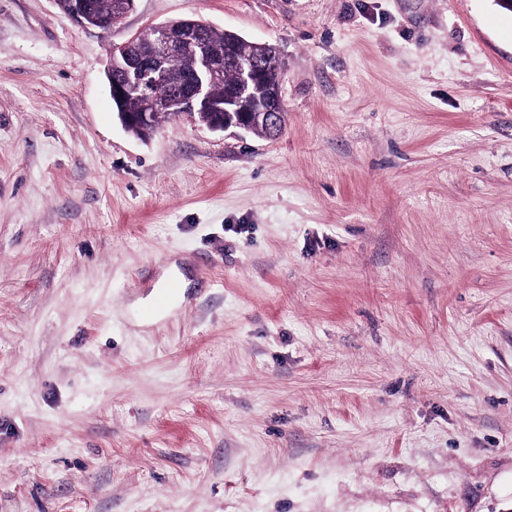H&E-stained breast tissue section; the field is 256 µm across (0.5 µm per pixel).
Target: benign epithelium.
Instances as JSON below:
<instances>
[{
  "label": "benign epithelium",
  "instance_id": "7a95c632",
  "mask_svg": "<svg viewBox=\"0 0 512 512\" xmlns=\"http://www.w3.org/2000/svg\"><path fill=\"white\" fill-rule=\"evenodd\" d=\"M67 13L84 27L102 29L100 17L92 0H70ZM206 23L194 21H168L150 27L146 36L151 52L146 56L129 55L122 46L109 49L106 77L112 103L119 108L118 119L125 130L147 127L154 123L159 113L195 115V110L211 107L212 86L222 80V64H233L237 69V93L242 99H256L250 109L238 111L232 118L213 121L209 128L226 131L235 128L251 131L264 127L270 137L280 134L282 127L281 91H262L263 75L268 70H284L285 61L281 53L263 55L262 59L250 63L242 62L232 55L219 60L211 55L202 32ZM190 48L196 58V69L188 80L179 77L160 76L157 64L175 50ZM132 89L142 90L151 99V109L132 114L124 110L125 96Z\"/></svg>",
  "mask_w": 512,
  "mask_h": 512
}]
</instances>
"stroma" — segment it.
<instances>
[{"mask_svg": "<svg viewBox=\"0 0 512 512\" xmlns=\"http://www.w3.org/2000/svg\"><path fill=\"white\" fill-rule=\"evenodd\" d=\"M180 18L280 50L278 137L123 129ZM0 512H512V11L0 0ZM69 1L70 3L66 12L83 27H92L105 32L102 28L101 20L106 27H110L124 15L123 12L115 8L114 0H97L99 15L93 5V0Z\"/></svg>", "mask_w": 512, "mask_h": 512, "instance_id": "35a3bbf8", "label": "stroma"}]
</instances>
